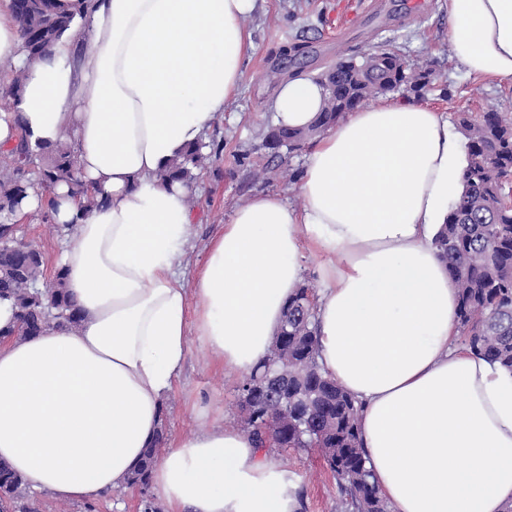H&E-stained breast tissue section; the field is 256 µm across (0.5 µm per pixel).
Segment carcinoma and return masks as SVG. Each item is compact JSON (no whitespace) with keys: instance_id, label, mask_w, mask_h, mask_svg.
<instances>
[{"instance_id":"obj_1","label":"carcinoma","mask_w":512,"mask_h":512,"mask_svg":"<svg viewBox=\"0 0 512 512\" xmlns=\"http://www.w3.org/2000/svg\"><path fill=\"white\" fill-rule=\"evenodd\" d=\"M21 24L24 50L30 59L41 56L74 24L55 10L52 0H12ZM436 79L435 62L411 63L399 52L383 49L361 60L340 55L326 72L313 77L323 87L324 104L316 122L306 130L273 127L264 138L271 165L283 153L302 149L346 112L366 102L399 92L410 96ZM466 140L464 190L448 210V218L432 245L448 264L458 292V329L463 344L512 372V206L505 184L512 175V121L497 112L482 119L459 116ZM223 144L211 141L190 148L161 174L162 180L191 183L208 157ZM60 181L75 193L87 194L77 159L68 144L51 151L19 134L0 155V297L15 308L16 338H31L49 327H75L79 317L61 275L45 284L44 259L34 247L14 238L13 217L30 191L49 192ZM312 288L299 285L288 302L283 324L267 358L244 378L251 393L239 403L246 433L260 448H319L338 480L341 499L336 510L388 512L387 503L371 480L362 448L361 404L317 360L316 308ZM288 365V377L276 373ZM166 441L159 431L146 449L129 485L143 495V512H159L147 496L150 472ZM27 484L0 461V512H27Z\"/></svg>"}]
</instances>
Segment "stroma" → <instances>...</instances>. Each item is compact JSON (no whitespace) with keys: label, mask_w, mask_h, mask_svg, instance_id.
<instances>
[{"label":"stroma","mask_w":512,"mask_h":512,"mask_svg":"<svg viewBox=\"0 0 512 512\" xmlns=\"http://www.w3.org/2000/svg\"><path fill=\"white\" fill-rule=\"evenodd\" d=\"M246 26L259 49L244 64L239 95L213 125L224 150L207 162L188 200L196 219L188 253L176 269L184 283H191L196 266L203 261L210 235L227 224L234 209L252 195L276 193L294 207L302 205L299 182L277 177L267 183L253 176L265 162L262 141L273 125L270 102L275 84L267 78L270 70L289 65L312 77L341 52L361 56L394 49L410 61H435L438 77L419 101L442 111L452 137L461 135L460 113L476 119L486 112L512 117L511 85L470 76L452 59L448 20L439 0H262ZM16 237L42 252L44 277L53 279L66 232L35 213L17 224ZM242 380L240 372L221 367L197 340H190L182 375L164 403L166 436H189L201 429L202 422L192 409L196 401L226 423L237 424V388ZM269 458L295 478L303 493L302 512H336L337 480L319 449L273 448Z\"/></svg>","instance_id":"35a3bbf8"}]
</instances>
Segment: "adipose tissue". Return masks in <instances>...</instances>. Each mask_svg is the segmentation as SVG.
I'll return each mask as SVG.
<instances>
[{
	"label": "adipose tissue",
	"instance_id": "obj_1",
	"mask_svg": "<svg viewBox=\"0 0 512 512\" xmlns=\"http://www.w3.org/2000/svg\"><path fill=\"white\" fill-rule=\"evenodd\" d=\"M259 0H55L75 25L28 60L0 5V63L25 67L0 148L65 142L94 199L31 195L69 237L58 267L75 328L0 340V460L33 490L96 502L125 487L162 422L197 336L250 374L268 355L302 277L321 258L318 362L361 402V440L390 512H506L512 505V373L456 346L458 297L432 239L462 190L463 149L443 114L391 98L348 112L311 147L302 208L259 193L214 234L191 286L175 268L193 214L172 165L238 94L258 47ZM448 48L469 74L512 82V0H443ZM87 51H80L81 43ZM322 105L310 77L284 79L277 125ZM174 439L149 485L171 512H297L295 482L234 426Z\"/></svg>",
	"mask_w": 512,
	"mask_h": 512
}]
</instances>
